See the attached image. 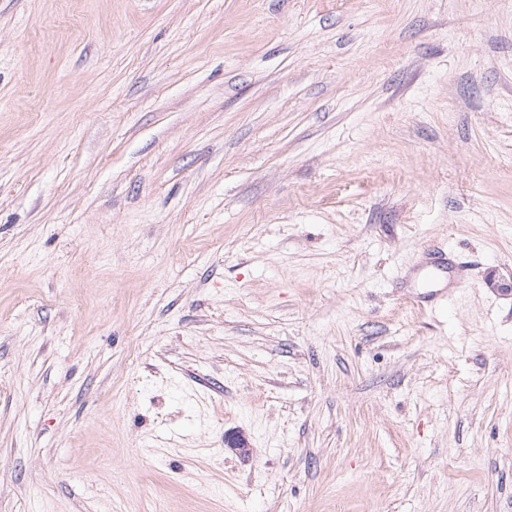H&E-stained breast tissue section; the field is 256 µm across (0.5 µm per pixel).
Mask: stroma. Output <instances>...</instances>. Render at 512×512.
Instances as JSON below:
<instances>
[{"label": "stroma", "mask_w": 512, "mask_h": 512, "mask_svg": "<svg viewBox=\"0 0 512 512\" xmlns=\"http://www.w3.org/2000/svg\"><path fill=\"white\" fill-rule=\"evenodd\" d=\"M509 277L512 0H0V512H512ZM467 268L452 259L441 247L434 246L428 254L427 263L422 268L419 288L423 289L420 296L422 302H432L447 293L448 302L454 297L455 285L466 277Z\"/></svg>", "instance_id": "obj_1"}]
</instances>
